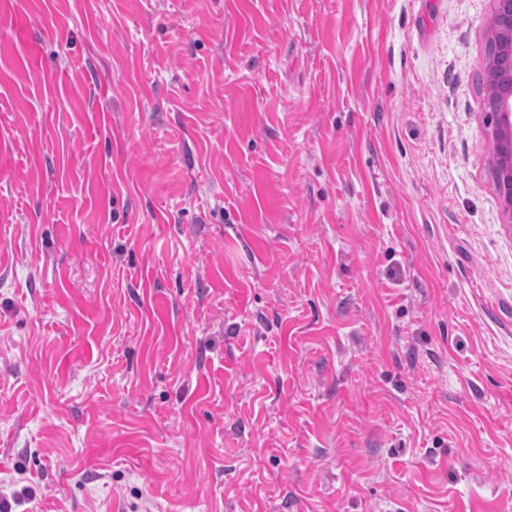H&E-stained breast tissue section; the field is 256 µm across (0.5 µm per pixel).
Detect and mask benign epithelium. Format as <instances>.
<instances>
[{"instance_id":"1","label":"benign epithelium","mask_w":512,"mask_h":512,"mask_svg":"<svg viewBox=\"0 0 512 512\" xmlns=\"http://www.w3.org/2000/svg\"><path fill=\"white\" fill-rule=\"evenodd\" d=\"M482 110L490 118V172L508 224H512V0H491Z\"/></svg>"}]
</instances>
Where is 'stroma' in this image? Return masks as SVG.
Wrapping results in <instances>:
<instances>
[{
	"instance_id": "obj_1",
	"label": "stroma",
	"mask_w": 512,
	"mask_h": 512,
	"mask_svg": "<svg viewBox=\"0 0 512 512\" xmlns=\"http://www.w3.org/2000/svg\"><path fill=\"white\" fill-rule=\"evenodd\" d=\"M490 0H0L15 512H512Z\"/></svg>"
}]
</instances>
